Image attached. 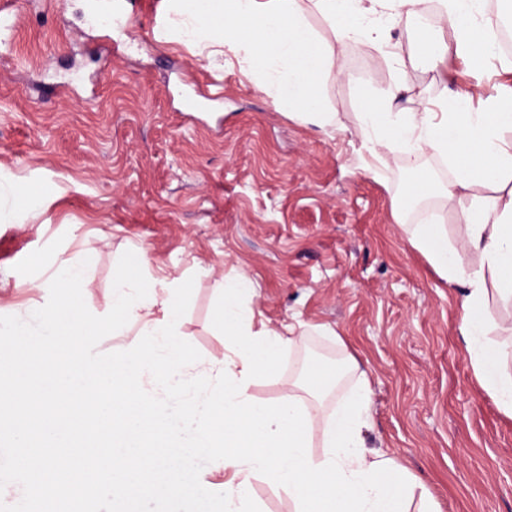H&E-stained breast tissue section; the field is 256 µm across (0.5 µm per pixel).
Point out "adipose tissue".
<instances>
[{
    "label": "adipose tissue",
    "mask_w": 512,
    "mask_h": 512,
    "mask_svg": "<svg viewBox=\"0 0 512 512\" xmlns=\"http://www.w3.org/2000/svg\"><path fill=\"white\" fill-rule=\"evenodd\" d=\"M392 4L418 14L428 0H163L162 18L154 28L158 43L186 42L198 48L232 52L244 70L261 77V87L276 105L300 121L322 127L333 116L308 111L309 101L330 78L343 72L336 48L353 41L385 47L387 29L375 21L378 6ZM435 23L418 38L430 60L444 64L456 57L474 80L499 52L496 31L502 12H488L486 0H437ZM329 21L331 34L314 29L309 15ZM397 88H390L380 109L358 116L371 154L400 149L410 157H447L453 173L446 189L457 222L449 240L431 224H405L401 230L436 272L463 285L459 332L480 387L512 417V374L501 365L498 346L486 342L490 296L512 302V85L478 109L457 110L449 102L418 112L395 109ZM474 258L464 265L462 254ZM158 291L144 292L136 280L117 272L112 284L113 318L154 326ZM367 381L337 401L327 419L309 406L311 422H323L325 456L344 470L368 469L364 432L370 429Z\"/></svg>",
    "instance_id": "obj_1"
}]
</instances>
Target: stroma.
I'll list each match as a JSON object with an SVG mask.
<instances>
[{
  "mask_svg": "<svg viewBox=\"0 0 512 512\" xmlns=\"http://www.w3.org/2000/svg\"><path fill=\"white\" fill-rule=\"evenodd\" d=\"M126 10L117 36L87 23L85 0H16L0 25V183L15 188L0 222V316L43 307L64 261L86 267L97 316L119 268L144 282L190 279L176 332L201 355L188 376L206 377L224 351L212 325L219 285L247 278L255 323L303 332L251 396L276 401L312 359L329 412L366 376L368 455L395 457L439 512H512V418L474 376L458 331L462 289L396 222L454 232L448 166L399 150L371 160L358 122L400 75L398 111L424 99L473 107L465 65L440 76L411 47L417 18L380 9L388 46L344 48V75L315 101L337 117L318 127L275 106L232 53L158 46L156 14ZM424 173L432 191L407 202Z\"/></svg>",
  "mask_w": 512,
  "mask_h": 512,
  "instance_id": "obj_1",
  "label": "stroma"
}]
</instances>
